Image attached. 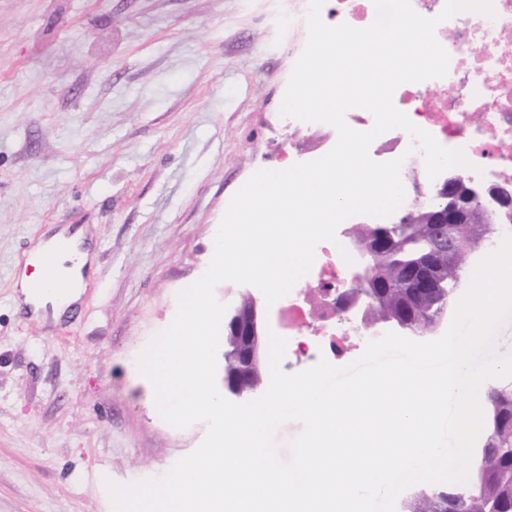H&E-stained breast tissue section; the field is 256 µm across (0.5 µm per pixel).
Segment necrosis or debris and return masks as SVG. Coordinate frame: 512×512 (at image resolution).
I'll use <instances>...</instances> for the list:
<instances>
[{"mask_svg":"<svg viewBox=\"0 0 512 512\" xmlns=\"http://www.w3.org/2000/svg\"><path fill=\"white\" fill-rule=\"evenodd\" d=\"M492 5L493 15L463 11L437 25L435 37L450 56L445 77L404 83L393 94L398 110L442 147L462 151L472 177L486 183L512 172V0H492ZM375 144L376 155L403 158L402 181L425 176L423 153L406 131H387ZM349 269L336 244L317 246L309 274L330 290L317 321L331 338L359 333L332 304L352 288Z\"/></svg>","mask_w":512,"mask_h":512,"instance_id":"1","label":"necrosis or debris"}]
</instances>
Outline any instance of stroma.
Listing matches in <instances>:
<instances>
[{
    "label": "stroma",
    "instance_id": "obj_1",
    "mask_svg": "<svg viewBox=\"0 0 512 512\" xmlns=\"http://www.w3.org/2000/svg\"><path fill=\"white\" fill-rule=\"evenodd\" d=\"M289 0H0V512H106L204 439L159 415L137 357L201 277L233 194L335 133L280 108L307 28ZM85 228L59 322L18 303L23 255Z\"/></svg>",
    "mask_w": 512,
    "mask_h": 512
}]
</instances>
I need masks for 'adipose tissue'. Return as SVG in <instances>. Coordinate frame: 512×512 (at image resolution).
I'll return each instance as SVG.
<instances>
[{
  "label": "adipose tissue",
  "instance_id": "1",
  "mask_svg": "<svg viewBox=\"0 0 512 512\" xmlns=\"http://www.w3.org/2000/svg\"><path fill=\"white\" fill-rule=\"evenodd\" d=\"M88 261L82 232L54 234L30 260L32 270L21 284L24 303L50 309L52 318H59L82 296Z\"/></svg>",
  "mask_w": 512,
  "mask_h": 512
}]
</instances>
